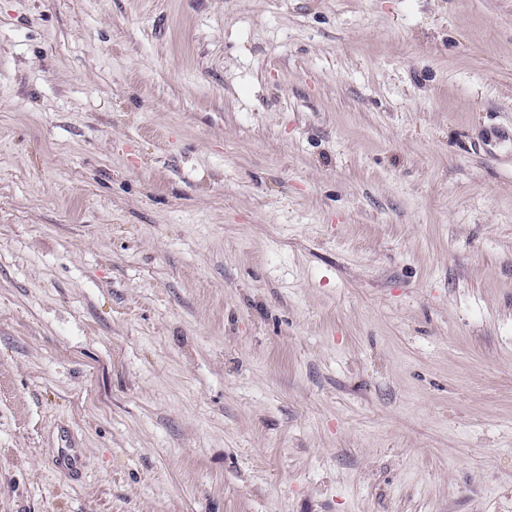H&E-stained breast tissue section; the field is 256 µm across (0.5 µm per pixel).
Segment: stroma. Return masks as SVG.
I'll return each mask as SVG.
<instances>
[{"instance_id": "35a3bbf8", "label": "stroma", "mask_w": 512, "mask_h": 512, "mask_svg": "<svg viewBox=\"0 0 512 512\" xmlns=\"http://www.w3.org/2000/svg\"><path fill=\"white\" fill-rule=\"evenodd\" d=\"M0 512H512V0H0Z\"/></svg>"}]
</instances>
